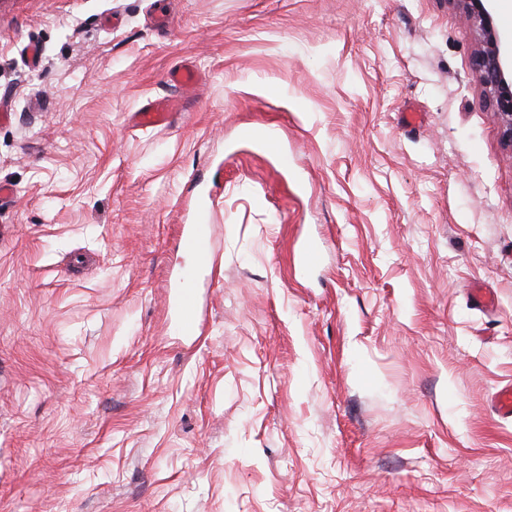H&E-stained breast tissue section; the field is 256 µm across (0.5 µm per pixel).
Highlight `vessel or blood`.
Here are the masks:
<instances>
[{"label":"vessel or blood","instance_id":"b4317fda","mask_svg":"<svg viewBox=\"0 0 512 512\" xmlns=\"http://www.w3.org/2000/svg\"><path fill=\"white\" fill-rule=\"evenodd\" d=\"M175 106L167 100L136 113V123L143 128H153L166 123L168 114ZM183 246L187 253L194 256V263L182 266L177 277L183 287L177 297V312L180 327L184 333H194L198 328L197 299L191 287L199 275V264L212 254L214 235L212 226L205 217H198L194 224L188 225Z\"/></svg>","mask_w":512,"mask_h":512}]
</instances>
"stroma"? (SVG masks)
<instances>
[{"mask_svg":"<svg viewBox=\"0 0 512 512\" xmlns=\"http://www.w3.org/2000/svg\"><path fill=\"white\" fill-rule=\"evenodd\" d=\"M481 48L453 0H0V512H512ZM175 103L166 100L150 108L143 109L135 114L136 124L142 128H153L167 122L168 112H172ZM183 246L198 263L183 265L178 271L177 277L181 288L186 289L177 296V312L182 331L193 334L198 328L197 299L189 288H192L198 278L199 264L207 260L214 249L212 225L208 223L204 214L200 213L196 222L186 228Z\"/></svg>","mask_w":512,"mask_h":512,"instance_id":"35a3bbf8","label":"stroma"}]
</instances>
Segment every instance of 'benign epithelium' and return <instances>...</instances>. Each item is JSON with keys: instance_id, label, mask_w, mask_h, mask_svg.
<instances>
[{"instance_id": "1", "label": "benign epithelium", "mask_w": 512, "mask_h": 512, "mask_svg": "<svg viewBox=\"0 0 512 512\" xmlns=\"http://www.w3.org/2000/svg\"><path fill=\"white\" fill-rule=\"evenodd\" d=\"M465 18L484 37V49L476 59V70L483 87L491 94L503 137L512 144V36L497 28L493 15L494 0H454Z\"/></svg>"}]
</instances>
